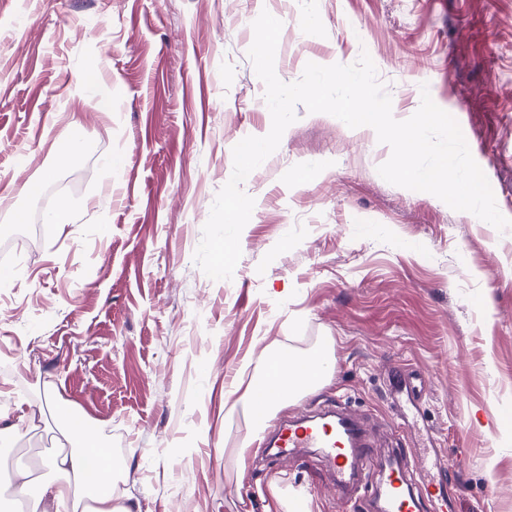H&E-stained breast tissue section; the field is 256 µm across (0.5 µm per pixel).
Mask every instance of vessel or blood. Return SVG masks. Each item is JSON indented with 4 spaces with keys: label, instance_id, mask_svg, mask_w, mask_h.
<instances>
[{
    "label": "vessel or blood",
    "instance_id": "vessel-or-blood-1",
    "mask_svg": "<svg viewBox=\"0 0 512 512\" xmlns=\"http://www.w3.org/2000/svg\"><path fill=\"white\" fill-rule=\"evenodd\" d=\"M395 416L409 420L419 388L412 377L396 372L391 383ZM270 448H316L327 458L341 485L356 484L357 494L373 498L378 512H454L460 489L439 478L413 490L396 463L376 465L375 442L345 404L282 423L266 441Z\"/></svg>",
    "mask_w": 512,
    "mask_h": 512
}]
</instances>
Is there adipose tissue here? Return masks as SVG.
<instances>
[{
    "instance_id": "ef3b65f1",
    "label": "adipose tissue",
    "mask_w": 512,
    "mask_h": 512,
    "mask_svg": "<svg viewBox=\"0 0 512 512\" xmlns=\"http://www.w3.org/2000/svg\"><path fill=\"white\" fill-rule=\"evenodd\" d=\"M57 420L66 421L71 451L44 460L52 478L41 481L35 492L19 489V497L33 496L34 512H140L137 501L119 493L110 459L99 450L97 437L73 410L56 406Z\"/></svg>"
}]
</instances>
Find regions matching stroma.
Here are the masks:
<instances>
[{"mask_svg":"<svg viewBox=\"0 0 512 512\" xmlns=\"http://www.w3.org/2000/svg\"><path fill=\"white\" fill-rule=\"evenodd\" d=\"M264 10L283 82L365 52L395 119L429 90L512 219V0H0V390L45 412L0 450V512L21 471L37 486L68 450L57 403L87 417L141 512H345L317 449L238 458L251 419L224 393L278 353L328 354L331 378L272 423L342 400L384 459L389 374L423 377L410 478L430 434L457 512H512V228L386 182L375 132L299 105L242 184L255 206L232 279L194 261L234 146L272 126L248 56ZM71 138L81 154L58 164ZM62 183L74 221L58 226Z\"/></svg>","mask_w":512,"mask_h":512,"instance_id":"35a3bbf8","label":"stroma"}]
</instances>
